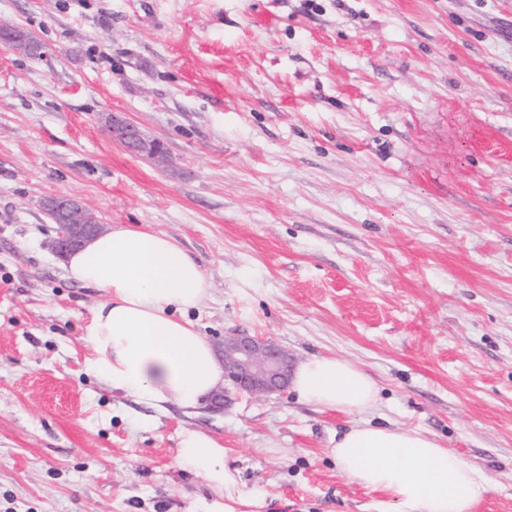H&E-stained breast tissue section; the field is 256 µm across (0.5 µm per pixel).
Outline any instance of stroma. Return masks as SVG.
Masks as SVG:
<instances>
[{"mask_svg":"<svg viewBox=\"0 0 512 512\" xmlns=\"http://www.w3.org/2000/svg\"><path fill=\"white\" fill-rule=\"evenodd\" d=\"M0 512H187L181 429L219 439L265 512H398L330 454L367 421L433 436L512 512V0H0ZM120 115L159 167L113 141ZM150 225L206 271L188 317L379 388L144 407L84 371L103 292L66 278L41 202ZM293 384L307 402L348 414L363 413L377 401V389L365 372L335 356L312 357L301 362Z\"/></svg>","mask_w":512,"mask_h":512,"instance_id":"1","label":"stroma"}]
</instances>
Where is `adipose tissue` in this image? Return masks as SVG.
Instances as JSON below:
<instances>
[{"label": "adipose tissue", "mask_w": 512, "mask_h": 512, "mask_svg": "<svg viewBox=\"0 0 512 512\" xmlns=\"http://www.w3.org/2000/svg\"><path fill=\"white\" fill-rule=\"evenodd\" d=\"M69 279L106 295L83 329L88 375L123 391L154 411L174 403L197 408L223 382L210 341L188 320L209 294L201 264L170 236L149 226L119 227L71 252ZM307 402L344 413H362L377 401L373 381L335 356L301 362L293 377ZM338 470L353 482L388 493L400 512H472L488 480L479 470L419 431L350 428L331 450ZM178 468L201 476L219 492L195 512H260L262 488L242 489L224 463V447L196 430L179 434Z\"/></svg>", "instance_id": "1"}]
</instances>
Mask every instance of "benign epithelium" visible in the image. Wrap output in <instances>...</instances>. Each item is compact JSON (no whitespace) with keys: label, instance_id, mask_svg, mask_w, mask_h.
<instances>
[{"label":"benign epithelium","instance_id":"7a95c632","mask_svg":"<svg viewBox=\"0 0 512 512\" xmlns=\"http://www.w3.org/2000/svg\"><path fill=\"white\" fill-rule=\"evenodd\" d=\"M112 139L130 153L144 154L146 139L141 129L123 118L112 115ZM44 210L62 218L57 223L53 249L64 256L99 234V224H69L68 218L82 210L81 203L70 196L57 194L45 198ZM224 365V386L212 393L209 403L221 409L230 407L243 396L282 393L288 389L295 367L292 355L278 343L259 336L235 333L224 337L216 346Z\"/></svg>","mask_w":512,"mask_h":512}]
</instances>
